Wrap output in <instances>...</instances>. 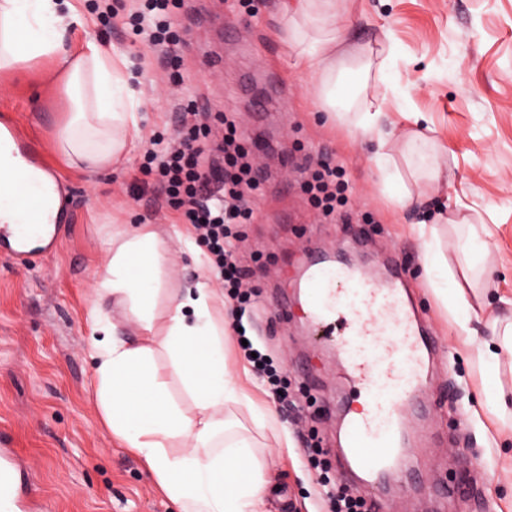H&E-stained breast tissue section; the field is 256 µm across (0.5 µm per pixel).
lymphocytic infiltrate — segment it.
<instances>
[{
	"label": "lymphocytic infiltrate",
	"mask_w": 512,
	"mask_h": 512,
	"mask_svg": "<svg viewBox=\"0 0 512 512\" xmlns=\"http://www.w3.org/2000/svg\"><path fill=\"white\" fill-rule=\"evenodd\" d=\"M170 0H145L132 18L142 42L168 58L177 60L180 38L168 10ZM182 124L165 147L148 148L138 170L152 178L166 196L168 206L182 223L191 225L207 249V271L228 295L236 299L233 316L242 324L249 313V299L243 290L246 273L228 250L235 228L250 223L254 209L247 196L259 181L249 152L233 121H225L220 140H211L208 113L199 111L196 101L182 103ZM306 189L313 204L325 214H347L348 179L343 167L322 165L312 174Z\"/></svg>",
	"instance_id": "1"
}]
</instances>
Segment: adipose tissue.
<instances>
[{
	"label": "adipose tissue",
	"instance_id": "adipose-tissue-1",
	"mask_svg": "<svg viewBox=\"0 0 512 512\" xmlns=\"http://www.w3.org/2000/svg\"><path fill=\"white\" fill-rule=\"evenodd\" d=\"M338 2L300 0L298 10L285 19L288 41L312 73L317 101L340 107L339 118L352 139H376L370 162L378 185L400 203L411 195L408 179L440 180L436 144L415 129L409 133L408 151L421 160L416 169L404 167L392 152L379 123L394 45L385 42L374 52L339 51L332 30ZM82 23L73 0H0V74L27 69L43 58L54 60L55 75L75 107L58 135V149L70 165L94 172L127 158L140 133L142 101L128 84L122 55L94 41L65 48L67 27ZM347 72L358 73L360 81L341 106L336 80ZM35 193L42 196L43 223H54L59 210L55 177L29 163L13 140L0 134V223H26L28 214L18 203ZM411 230L421 242L436 296L460 332L472 335L474 306L465 291L440 284L448 266L435 227L415 224ZM105 237L106 259L94 272L87 348L97 363L95 394L107 428L143 460L180 512H265V454L253 435L231 432L224 412L230 406L248 408L260 430L274 428L276 419L254 407L226 364L224 341L230 329L222 314L223 297L204 281L192 288L163 287L169 249L154 225H110ZM108 301L123 310L132 337H125L120 323L105 312ZM160 351L168 359L165 378L155 363ZM174 382L191 409L173 398ZM175 441L181 444L176 454L170 450Z\"/></svg>",
	"mask_w": 512,
	"mask_h": 512
}]
</instances>
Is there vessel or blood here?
I'll use <instances>...</instances> for the list:
<instances>
[{
  "instance_id": "b4317fda",
  "label": "vessel or blood",
  "mask_w": 512,
  "mask_h": 512,
  "mask_svg": "<svg viewBox=\"0 0 512 512\" xmlns=\"http://www.w3.org/2000/svg\"><path fill=\"white\" fill-rule=\"evenodd\" d=\"M35 238L48 249L55 244L43 225H0V241L9 246L7 260H23L26 242ZM303 289L306 319L337 334L346 380L367 403L347 416L344 467L376 480L403 476L413 463L403 446L401 409L424 384L437 345L420 327L400 271L383 283L344 262L311 258ZM21 496L15 464L1 463L0 512H14Z\"/></svg>"
}]
</instances>
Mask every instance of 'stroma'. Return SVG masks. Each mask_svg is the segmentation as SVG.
<instances>
[{"instance_id":"1","label":"stroma","mask_w":512,"mask_h":512,"mask_svg":"<svg viewBox=\"0 0 512 512\" xmlns=\"http://www.w3.org/2000/svg\"><path fill=\"white\" fill-rule=\"evenodd\" d=\"M99 0H79L83 25L69 30L77 46L92 40L124 53L132 85L144 100L141 138L128 158L96 173L66 165L55 150L71 105L55 78L53 60L0 77V114L13 115L23 137L37 141L39 162L61 185L68 210L52 252H34L23 267L0 261V440L23 465L30 507L18 512H178L158 489L141 458L122 447L103 422L93 394L86 347L93 273L105 259L104 224H152L169 239V288L206 277L173 238L191 236L163 196L130 185L146 146L159 131L180 125L178 96L197 97L200 110L232 111L250 158L261 172L252 196L256 219L239 227L233 244L255 308L247 328L274 360L288 399L271 398L265 379L244 380L245 391L276 415L262 439L270 490L268 512H326L329 487L360 492L362 482L340 478L337 459L347 385L334 342L317 335L302 310L275 313L295 301V278L308 257L342 253L379 279L396 264L423 325L435 336L422 412L407 417L416 481L397 479L372 498L388 512H512V434L483 405L484 389L512 390V365L482 371L475 344L460 335L424 276L421 247L410 227L436 225L439 247L456 279H463L458 235L442 223L445 211L487 225L486 270L466 286L477 305L478 338L494 322L512 321V0H355L336 15V36L353 48L390 35L396 45L381 126L402 152L406 112L423 113L448 177L419 182L411 201L395 205L369 167L371 140H353L329 113L318 111L306 71L287 45L281 0H255L248 16L226 0H179L171 10L182 41L181 80L163 56L149 51L125 25L130 0H112L110 26L99 20ZM342 166L353 209L349 224L324 218L304 183L321 163ZM371 223H364V216ZM323 448L322 473L303 453ZM459 484L441 505L436 487Z\"/></svg>"}]
</instances>
